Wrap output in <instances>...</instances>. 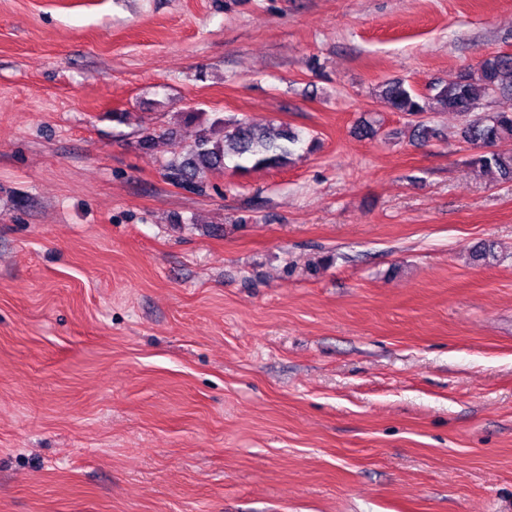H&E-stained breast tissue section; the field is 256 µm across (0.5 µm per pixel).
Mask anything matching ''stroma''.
Listing matches in <instances>:
<instances>
[{
	"mask_svg": "<svg viewBox=\"0 0 512 512\" xmlns=\"http://www.w3.org/2000/svg\"><path fill=\"white\" fill-rule=\"evenodd\" d=\"M495 54L512 0H0V512H512V187L377 96ZM231 117L318 147L165 177Z\"/></svg>",
	"mask_w": 512,
	"mask_h": 512,
	"instance_id": "35a3bbf8",
	"label": "stroma"
}]
</instances>
